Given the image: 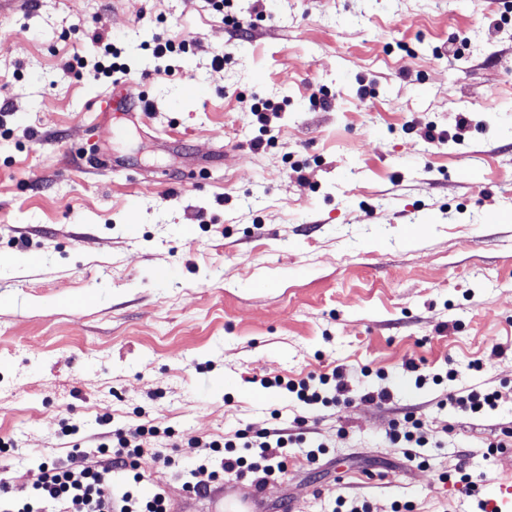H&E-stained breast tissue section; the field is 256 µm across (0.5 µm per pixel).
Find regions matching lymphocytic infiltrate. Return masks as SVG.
<instances>
[{
  "label": "lymphocytic infiltrate",
  "mask_w": 512,
  "mask_h": 512,
  "mask_svg": "<svg viewBox=\"0 0 512 512\" xmlns=\"http://www.w3.org/2000/svg\"><path fill=\"white\" fill-rule=\"evenodd\" d=\"M170 435V429L147 424L115 430L110 442L98 445L97 459L78 454L65 464L40 465L32 484L34 497L41 503L59 504V512H167L162 493L145 496L136 487L143 479L139 460L145 445H152L156 462L170 464L162 446ZM236 437L251 449L250 457H224L219 441L193 440L200 453L195 457L189 491H206L208 480L219 470L238 475L286 472L287 464L281 459L286 442L277 431L252 435L240 430Z\"/></svg>",
  "instance_id": "lymphocytic-infiltrate-1"
}]
</instances>
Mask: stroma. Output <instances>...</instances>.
I'll return each mask as SVG.
<instances>
[{"label": "stroma", "mask_w": 512, "mask_h": 512, "mask_svg": "<svg viewBox=\"0 0 512 512\" xmlns=\"http://www.w3.org/2000/svg\"><path fill=\"white\" fill-rule=\"evenodd\" d=\"M232 10L244 35L209 0H0L8 496L32 501L33 465L140 422L179 443L169 467L140 460L170 512L204 510L186 490L187 440L246 427L288 441L286 473L211 482L246 512H333L340 496L472 512L446 479L460 463L482 498L512 483L484 455L512 430V22L488 30L505 0ZM98 34L123 46L126 73L77 64ZM159 39L188 47L166 62ZM459 42L461 59L437 55ZM130 90L146 103L132 114ZM429 123L445 141H425ZM411 362L441 382L417 386ZM336 368L346 392L317 413L272 385ZM471 387L497 391L498 410L444 407ZM409 414L431 442L422 467L389 439Z\"/></svg>", "instance_id": "35a3bbf8"}]
</instances>
